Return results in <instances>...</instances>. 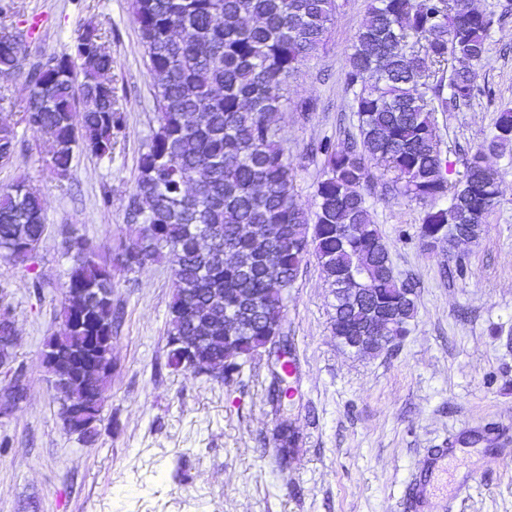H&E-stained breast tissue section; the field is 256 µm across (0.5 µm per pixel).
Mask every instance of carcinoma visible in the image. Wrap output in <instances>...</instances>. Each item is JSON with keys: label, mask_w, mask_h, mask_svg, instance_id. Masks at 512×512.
Here are the masks:
<instances>
[{"label": "carcinoma", "mask_w": 512, "mask_h": 512, "mask_svg": "<svg viewBox=\"0 0 512 512\" xmlns=\"http://www.w3.org/2000/svg\"><path fill=\"white\" fill-rule=\"evenodd\" d=\"M131 8L156 100V127L125 207L134 240L108 264L97 259L95 246H86L88 238L68 237V284L93 289L84 302L89 316L83 327L72 326V310L82 302L66 299L59 330L44 347L69 357L99 336V349H112V264L132 272L163 261L173 285L167 365L175 371L190 367L171 339L201 329L222 338L241 296L259 302V317L239 320L235 332L234 374L241 377L256 348L281 325L288 288L311 253L334 287L332 330L340 344L358 335L374 311L402 297L399 325L388 333L406 335L416 314L415 288L395 274L372 222L371 166L393 174L382 184L385 194L424 205L420 238L426 248L455 246L456 238L436 235L442 224H484L500 196L499 173L481 146L465 154L461 178L449 180L435 114L491 94L476 82L489 57L490 15L473 0H369L346 72L357 132L311 145L322 158L323 177L309 212L297 200L288 146L271 115L284 106L288 79L324 44L335 0H132ZM103 35L89 22L70 51L44 57L23 73L28 48L0 25V75L24 74L20 123L43 139L44 161L62 178L79 151L112 158L125 126ZM17 142L16 128L1 124L0 159L10 161ZM510 145L512 107H506L489 148ZM45 230L37 192L22 181L0 188V257L29 265L30 245ZM269 253L287 284L267 282ZM349 274L368 303L356 305L347 295L342 277ZM201 361L224 366V345L202 347ZM109 377L93 373L86 386L103 395ZM52 386L62 422L80 418L69 404L72 384L59 377ZM99 421L88 416L78 439L94 442Z\"/></svg>", "instance_id": "cac0c4a2"}]
</instances>
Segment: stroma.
Instances as JSON below:
<instances>
[{"label": "stroma", "instance_id": "stroma-1", "mask_svg": "<svg viewBox=\"0 0 512 512\" xmlns=\"http://www.w3.org/2000/svg\"><path fill=\"white\" fill-rule=\"evenodd\" d=\"M336 2L324 47L289 79L273 118L308 209L322 174L309 144L343 139L357 125L345 73L368 0ZM13 3L7 22L29 43L33 62L67 51L86 22L105 30L126 126L111 158L76 154L65 180L45 164L44 143L24 129L14 159L0 165V185L25 182L46 215L31 269L0 258V305L13 313V364L26 384L25 399L0 418V438L12 443L0 451V512H409L416 464L452 438L465 452L449 463V478L470 469L479 475L452 512H512V152L490 158L500 197L484 234L453 251H424L421 204L373 199L394 270L416 291V316L394 351L360 357L338 342L332 289L307 256L282 321L296 363L294 396L282 405L262 358L230 382L169 369V271L156 263L134 272L113 267L112 373L99 435L86 446L64 430L41 360L65 300L71 263L63 240L71 231L84 235L103 259L130 244L125 205L155 125L154 94L130 0ZM474 3L494 19L490 60L477 76L493 95L436 115L453 180L464 171L465 151L489 139L499 107L512 106V0ZM305 99L315 104L306 117L298 110ZM452 253L462 256L464 275L453 274ZM35 276L44 283L38 296ZM284 421L299 436L286 463L273 442Z\"/></svg>", "mask_w": 512, "mask_h": 512}]
</instances>
